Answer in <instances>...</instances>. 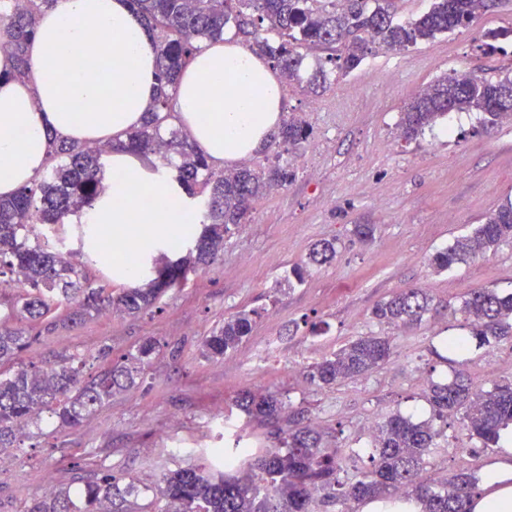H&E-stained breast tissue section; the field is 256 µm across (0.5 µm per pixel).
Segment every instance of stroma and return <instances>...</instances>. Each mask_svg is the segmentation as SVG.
Returning <instances> with one entry per match:
<instances>
[{
  "label": "stroma",
  "mask_w": 512,
  "mask_h": 512,
  "mask_svg": "<svg viewBox=\"0 0 512 512\" xmlns=\"http://www.w3.org/2000/svg\"><path fill=\"white\" fill-rule=\"evenodd\" d=\"M508 28L512 0L431 42L377 50L348 76L331 79L317 112L298 88L284 87L283 117L306 116L313 133L292 152L263 146L249 156L258 170L290 163L296 177L255 203L246 223L225 237L223 256L170 288L155 312L103 311L45 334L23 353L24 362L46 365L62 354L94 358L105 344L116 355L146 338L159 345L137 388L115 394L77 428L34 434L12 450V465L0 470V512H20L42 480L58 486L102 466L132 473L141 488L154 486L161 473L223 446L206 424L214 412L249 443L263 445L262 429L233 411L246 390L263 388L308 409L330 447L367 448L388 416L429 417L431 383L458 371L476 387L512 381V339L469 346L448 363L431 352L460 323L456 310L470 289L512 291V244L447 271L432 265L438 251L512 199V123L491 128L480 113L452 112L411 142L398 127L404 105L437 77L512 68L511 46L480 48L486 32ZM350 80L360 86L358 97L343 90ZM358 224L375 225L370 244L354 237ZM324 239L335 240V259L310 266L303 284L289 286L291 268ZM409 288L431 299L421 324L391 331L372 318L377 302ZM251 308L262 316L238 351L202 357L201 337ZM387 333L393 354L381 368L331 388L303 382L304 367L360 337ZM439 444L426 464L436 478L493 457L478 451L456 419L443 426Z\"/></svg>",
  "instance_id": "stroma-1"
}]
</instances>
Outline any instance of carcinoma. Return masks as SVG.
Instances as JSON below:
<instances>
[{
	"label": "carcinoma",
	"mask_w": 512,
	"mask_h": 512,
	"mask_svg": "<svg viewBox=\"0 0 512 512\" xmlns=\"http://www.w3.org/2000/svg\"><path fill=\"white\" fill-rule=\"evenodd\" d=\"M53 2L0 0V25L7 34L0 49L16 60L14 77L26 75L28 43L39 15ZM368 2L346 0L339 8L336 0H129L156 38L159 92L141 127L129 133L122 148L146 161L157 155L175 166L188 195L200 200V233L186 255L154 264L138 286L112 285L91 255L81 266H72L64 251L66 239L44 228L68 224L70 217L93 205L104 188L113 145L76 143L51 132L44 168L34 182L9 199L0 198V311L21 316L41 331L73 325L105 308L133 316L151 312L169 288L221 256L224 236L246 222L253 203L294 180L296 172L288 164L276 163L264 171L247 166L217 170L180 127L175 108L178 74L203 42L232 29L248 38V49L268 59L285 83L316 94L326 88L327 71L319 64L303 79L302 47L334 51L341 46L342 54L328 62L347 73L376 44L388 51L406 50L470 26L489 7L488 0H434L428 12L402 22L396 19V0H374L372 9ZM450 112H479L490 126L511 121L512 75L444 74L407 103L401 133L415 140ZM309 136L310 125L291 117L271 143L294 148ZM503 243H512V201L489 214L472 234L436 253L433 263L449 270ZM335 256L336 241L324 240L312 247L308 264L322 265ZM20 280L25 288L18 291L14 284ZM429 306L423 289L410 288L378 302L372 317L387 326L418 324ZM458 312L463 316L459 328L468 330L479 347L512 336V292L473 288ZM261 315L262 310L253 308L225 319L222 327L202 337V355L222 358L237 350ZM34 341L36 337L23 331L0 329V453L15 447L21 428L38 425L37 409L47 412L59 429L78 426L113 395L137 387L156 351L150 338L136 353L115 358L106 345L97 355L104 364L86 376L74 355H61L47 366L18 362ZM391 355L390 337L364 336L305 367L302 375L319 388H330L382 367ZM428 401V419L393 414L378 427L368 454L348 448L341 456L323 445V434L306 410L290 407L275 393L244 391L234 406L247 423L265 429L269 444L253 448L235 434L233 447L208 449L212 466L190 464L162 473L152 487L153 500L144 507L138 504L135 476L101 467L80 477V486L62 485L51 496L25 501L23 512H315L319 502L334 506L394 496L417 499L422 512H464L478 477L471 470L443 482L426 475V458L436 452L441 437L433 421L446 423L457 416L482 447L497 448L501 430L512 425V383L495 381L487 390L477 389L458 375L432 385Z\"/></svg>",
	"instance_id": "cac0c4a2"
}]
</instances>
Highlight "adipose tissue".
I'll list each match as a JSON object with an SVG mask.
<instances>
[{"label": "adipose tissue", "instance_id": "ef3b65f1", "mask_svg": "<svg viewBox=\"0 0 512 512\" xmlns=\"http://www.w3.org/2000/svg\"><path fill=\"white\" fill-rule=\"evenodd\" d=\"M28 76L0 52V196L29 185L43 167L47 134L80 142L121 139L138 128L157 96L152 33L128 0H55L28 45ZM180 121L212 161L226 165L258 149L282 118L271 67L229 37L206 43L182 71ZM199 208L170 167L151 168L127 151L112 153V176L81 216L84 251L98 252L115 281L144 279L143 263L175 255L194 231ZM126 237L124 252L103 250L105 233ZM496 460L481 464L467 512H512V428Z\"/></svg>", "mask_w": 512, "mask_h": 512}]
</instances>
